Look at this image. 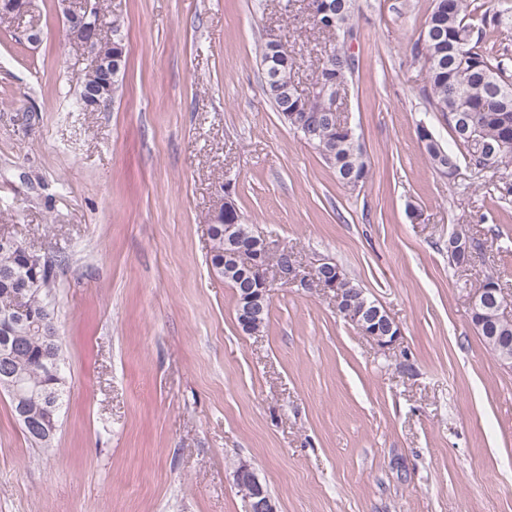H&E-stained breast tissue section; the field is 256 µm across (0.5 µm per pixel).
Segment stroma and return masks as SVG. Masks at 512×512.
Segmentation results:
<instances>
[{"mask_svg": "<svg viewBox=\"0 0 512 512\" xmlns=\"http://www.w3.org/2000/svg\"><path fill=\"white\" fill-rule=\"evenodd\" d=\"M105 5L128 67L92 112L59 0L0 19V234L57 261L65 394L42 449L0 392V512H245L243 462L278 512H512V370L470 320L490 273L512 319V196L463 155L442 176L417 139L452 141L413 51L432 0H355L336 105L370 160L354 191L262 90L269 33L311 87L328 37L302 0ZM225 195L300 274L335 262L399 339L379 347L328 289L279 284L266 327L242 332L209 263ZM460 229L482 244L463 271Z\"/></svg>", "mask_w": 512, "mask_h": 512, "instance_id": "stroma-1", "label": "stroma"}]
</instances>
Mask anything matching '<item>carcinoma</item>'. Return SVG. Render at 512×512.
<instances>
[{"instance_id": "cac0c4a2", "label": "carcinoma", "mask_w": 512, "mask_h": 512, "mask_svg": "<svg viewBox=\"0 0 512 512\" xmlns=\"http://www.w3.org/2000/svg\"><path fill=\"white\" fill-rule=\"evenodd\" d=\"M312 23L324 20L320 12L327 10L335 21L339 35L354 31V0H306ZM471 0H433L423 34L415 49L427 63L429 97L435 111L453 117L465 113L470 124L478 127L485 141L494 150L492 157H477L456 128L449 124L457 149L465 150L476 174L482 175L505 162H512V74L503 61L491 55L487 36L501 28L512 27V6L508 0H484L481 26L470 23ZM122 21L117 15L110 22L111 39L93 41L88 51L106 61L111 58L109 45L123 41ZM260 66L263 73V91L282 119L300 132L335 169L338 181L355 190L369 176V164L359 138L350 135L330 115L320 86L340 77L349 79L355 61L351 60L345 41L332 47L317 67L313 90L298 92L294 83V62L277 57L273 44L261 47ZM126 69V60L112 63V76L104 82L100 68H93L80 86L79 92L89 86L105 83L101 103L112 101ZM419 141L432 167L443 174L457 165V154L444 148L438 140L417 127ZM210 236V264L216 275L224 279L235 293L241 288L258 283L259 274L246 268L234 242L224 236V224L215 225ZM55 260L47 257L42 266L43 275L38 285L28 293L25 306L35 313L34 318L21 316L13 323V335L0 337V348L10 354L9 371L14 375L21 397H10L13 412L23 406L49 420L58 421L63 405L61 382V349L54 313L48 300V288L53 278ZM336 287L342 290L347 309L366 320L377 315L380 306L363 289L340 273ZM31 278L30 270L19 255L0 252V317L12 313L16 306L15 292L21 282Z\"/></svg>"}]
</instances>
